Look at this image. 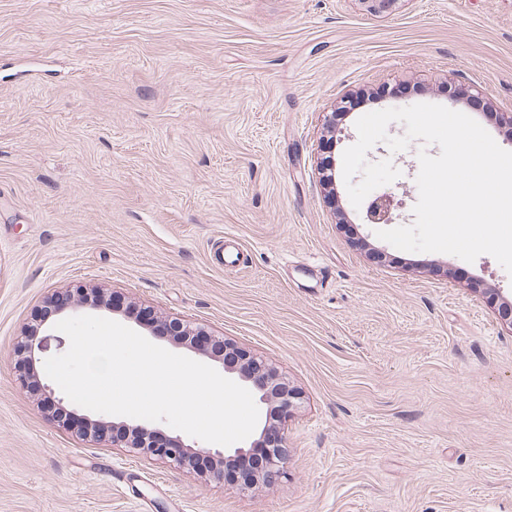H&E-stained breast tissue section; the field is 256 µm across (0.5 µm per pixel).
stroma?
<instances>
[{"label": "stroma", "mask_w": 512, "mask_h": 512, "mask_svg": "<svg viewBox=\"0 0 512 512\" xmlns=\"http://www.w3.org/2000/svg\"><path fill=\"white\" fill-rule=\"evenodd\" d=\"M467 85L489 111L450 100ZM512 133V0H0V512H512V276L399 250L342 175L355 90ZM413 141L393 226L412 224ZM332 181L324 183V157ZM83 288L243 345L302 399L241 492L63 428L18 336Z\"/></svg>", "instance_id": "1"}]
</instances>
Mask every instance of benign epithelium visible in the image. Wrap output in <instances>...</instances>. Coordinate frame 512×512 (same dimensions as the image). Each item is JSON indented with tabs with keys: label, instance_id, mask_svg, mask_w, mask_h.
<instances>
[{
	"label": "benign epithelium",
	"instance_id": "7a95c632",
	"mask_svg": "<svg viewBox=\"0 0 512 512\" xmlns=\"http://www.w3.org/2000/svg\"><path fill=\"white\" fill-rule=\"evenodd\" d=\"M401 200L394 193L385 192L374 197L366 210V220L370 224H389L393 212L399 208ZM49 312L38 321L34 329L24 332V336L15 346V352L21 355L23 371L21 380L39 377L38 367L49 358L51 342L63 345L58 336L49 334V320L55 316L67 317L73 313L92 311L115 314L118 308L103 298L92 299V295L82 289L74 292H58L45 301ZM168 335L178 345L189 348L211 361L221 365L224 372L236 376L258 395L259 403L265 410L260 429L249 445L224 455L219 450L196 448L175 437L162 439L158 443L150 442L157 430L144 425H112V438L109 442L128 452L146 455L156 460L183 468L192 458H202L215 465L245 463L260 448L266 449V457L260 475H242L237 479L240 489L250 490L259 484L275 482L282 474L287 460L286 446L281 426L300 403L301 393L288 383L279 371L266 363L261 357L227 339L212 336L202 326H192L180 319L166 320Z\"/></svg>",
	"mask_w": 512,
	"mask_h": 512
}]
</instances>
